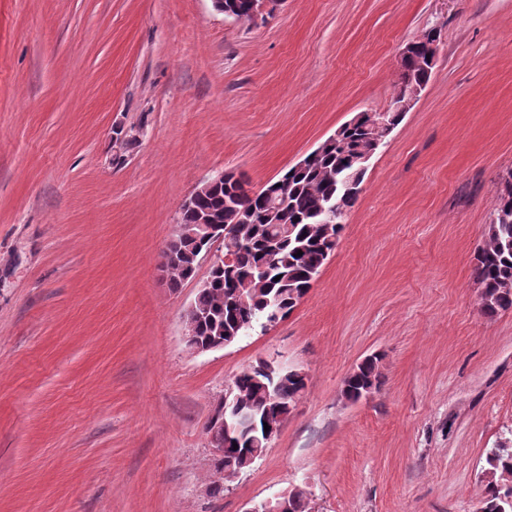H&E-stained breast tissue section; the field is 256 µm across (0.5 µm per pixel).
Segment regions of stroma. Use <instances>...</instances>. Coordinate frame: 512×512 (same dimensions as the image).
<instances>
[{
  "mask_svg": "<svg viewBox=\"0 0 512 512\" xmlns=\"http://www.w3.org/2000/svg\"><path fill=\"white\" fill-rule=\"evenodd\" d=\"M431 78L372 158L331 257L278 324L204 353L160 256L217 172L259 187ZM512 171V0H0V512H475L512 441V310L474 258ZM377 357L356 402L346 376ZM308 374L280 435L216 479L206 426L260 359Z\"/></svg>",
  "mask_w": 512,
  "mask_h": 512,
  "instance_id": "stroma-1",
  "label": "stroma"
}]
</instances>
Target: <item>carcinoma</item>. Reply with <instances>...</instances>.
Here are the masks:
<instances>
[{
    "instance_id": "carcinoma-1",
    "label": "carcinoma",
    "mask_w": 512,
    "mask_h": 512,
    "mask_svg": "<svg viewBox=\"0 0 512 512\" xmlns=\"http://www.w3.org/2000/svg\"><path fill=\"white\" fill-rule=\"evenodd\" d=\"M429 33L419 36L414 44L417 50L410 60L399 68L393 96H404L415 86L426 84L430 75L420 67ZM404 113L390 112L388 127L374 134L369 130V113L351 126L342 127L337 138L324 142L320 152L297 169L290 167L277 179L267 183L260 193L244 188L248 179L233 172L210 190L198 195L188 207L181 209L180 223L187 225L208 221L212 224H234L238 237L224 239V252L233 258L234 271L243 279L233 283L224 274V268L213 270V287L200 290L193 305L201 317L198 338L206 342L215 337L226 338L238 327L265 326L264 299L267 293H280L283 301L282 316L295 307L312 281L320 273L336 247L332 236L340 234L343 218L323 215L321 205L341 198V181L349 175L363 183L365 172L354 162L363 150H379L386 138L403 120ZM288 193V207L272 208L273 197ZM302 255H297V252ZM180 265L170 275L171 284L178 286L194 271L197 243L186 239L179 243ZM474 275L486 298L483 314L492 317L512 309V187L499 192L495 218L485 233L483 246L475 256ZM228 288H243L247 303L233 306L224 302ZM380 372L378 360L368 358L345 379L344 394L354 401L366 386L378 387ZM240 399L252 411L264 414L270 406L265 379L252 366L241 371L231 382ZM306 383L290 375L281 381L279 391L288 401L278 408L287 414L304 391ZM489 478L484 488L488 512H512L507 500L512 497V447L500 448L486 457Z\"/></svg>"
}]
</instances>
